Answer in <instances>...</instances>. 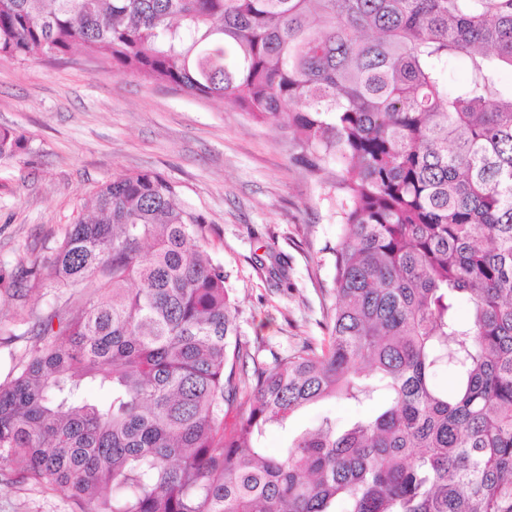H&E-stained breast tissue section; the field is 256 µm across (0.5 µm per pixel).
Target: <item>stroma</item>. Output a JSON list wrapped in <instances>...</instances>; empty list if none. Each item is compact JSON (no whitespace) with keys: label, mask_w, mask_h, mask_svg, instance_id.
<instances>
[{"label":"stroma","mask_w":512,"mask_h":512,"mask_svg":"<svg viewBox=\"0 0 512 512\" xmlns=\"http://www.w3.org/2000/svg\"><path fill=\"white\" fill-rule=\"evenodd\" d=\"M0 128L23 131L25 150L0 164V382L37 342L28 331L60 294L34 283L35 258L50 255L89 193L118 173L152 172L204 216V249L228 276L241 340L260 363L318 340L332 313L334 251L341 226L326 174L294 160L287 129L251 123L234 106L138 76L115 75L74 51L59 61L0 60ZM330 399L298 411L266 435L286 447L323 417L344 427L377 413ZM0 460V512H73L66 490L9 483Z\"/></svg>","instance_id":"1"}]
</instances>
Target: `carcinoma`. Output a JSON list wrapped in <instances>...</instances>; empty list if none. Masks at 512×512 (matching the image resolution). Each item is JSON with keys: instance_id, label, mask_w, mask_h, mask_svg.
Returning a JSON list of instances; mask_svg holds the SVG:
<instances>
[{"instance_id": "1", "label": "carcinoma", "mask_w": 512, "mask_h": 512, "mask_svg": "<svg viewBox=\"0 0 512 512\" xmlns=\"http://www.w3.org/2000/svg\"><path fill=\"white\" fill-rule=\"evenodd\" d=\"M75 49L338 167L336 306L244 375L204 218L159 174L115 175L36 264L71 292L0 383V460L78 512H512V0H0V59ZM26 146L0 128V161ZM380 392L376 416L262 447L305 406Z\"/></svg>"}]
</instances>
